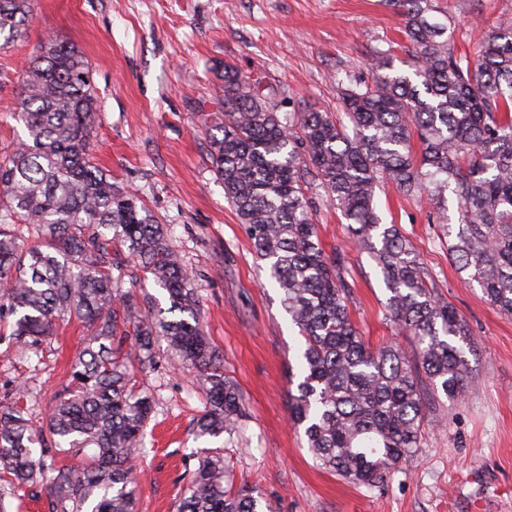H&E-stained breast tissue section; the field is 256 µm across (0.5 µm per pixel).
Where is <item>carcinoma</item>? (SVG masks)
<instances>
[{"label":"carcinoma","instance_id":"1","mask_svg":"<svg viewBox=\"0 0 512 512\" xmlns=\"http://www.w3.org/2000/svg\"><path fill=\"white\" fill-rule=\"evenodd\" d=\"M404 17L412 71L378 51L370 79L342 92L346 129L333 113L282 111L286 90H260L224 65V118L210 136V160L224 195L282 290L298 329L296 392L289 412L324 469L377 487L419 446L426 408L418 371L451 402L465 396L469 330L428 288L418 256L382 223L376 188L387 181L434 205L448 225V253L466 282L512 314V19L484 32L476 52L456 53L451 18L434 0H389ZM32 18L31 0H0V35L12 39ZM27 130L0 157V324L9 343L36 350L56 322L76 317L88 338L46 423L0 400V492L41 483L48 512H134L132 474L152 402L131 386L130 366L153 363L163 340L194 373L208 408L201 437L233 430L243 403L205 336L201 300L155 213L90 158L100 112L90 65L75 47L48 39L22 75ZM422 145L421 155L411 140ZM321 189L375 258L389 291L390 321L413 337L408 354L373 348L349 314L340 257L325 253L310 193ZM457 223H448V200ZM127 252L167 295L145 307L124 292ZM50 452L80 465L48 466ZM175 512H271L254 492L224 487L217 457L200 461Z\"/></svg>","mask_w":512,"mask_h":512}]
</instances>
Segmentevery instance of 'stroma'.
<instances>
[{"label": "stroma", "mask_w": 512, "mask_h": 512, "mask_svg": "<svg viewBox=\"0 0 512 512\" xmlns=\"http://www.w3.org/2000/svg\"><path fill=\"white\" fill-rule=\"evenodd\" d=\"M436 3L455 16L461 48L474 46L481 20L512 17V0ZM51 37L86 56L101 107L93 160L168 224L203 299V331L245 405L232 433L198 437L205 395L193 373L157 348L153 367L135 373L137 390L154 402L136 461V512H174L201 459L216 453L233 489L256 491L272 512H512V316L456 271L435 208L392 183L377 191L384 223L397 226L429 288L469 327L468 388L452 403L420 379L428 416L418 448L383 486H359L318 467L289 419L297 332L208 156L225 65L287 86L292 108L333 109L339 78H369L377 51L411 60L398 8L387 0H33L31 22L0 50L1 153L25 135L13 117L22 66ZM313 200L321 244L343 261L355 326L373 346L412 350L388 319L375 261L324 192ZM86 338L72 321L37 356L1 340L0 398L18 396L46 420Z\"/></svg>", "instance_id": "stroma-1"}]
</instances>
